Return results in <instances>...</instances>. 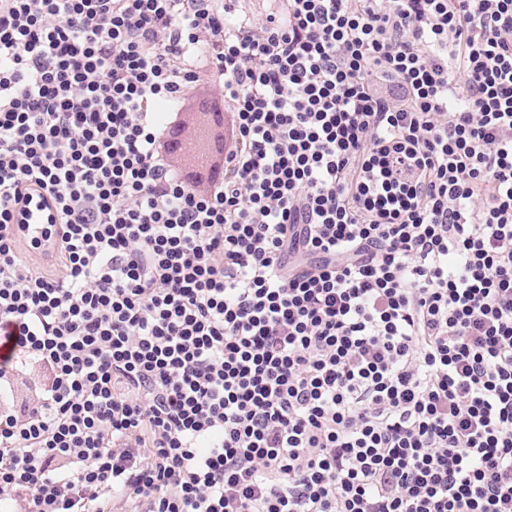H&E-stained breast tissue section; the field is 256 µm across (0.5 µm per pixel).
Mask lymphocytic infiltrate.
I'll return each instance as SVG.
<instances>
[{"label": "lymphocytic infiltrate", "mask_w": 512, "mask_h": 512, "mask_svg": "<svg viewBox=\"0 0 512 512\" xmlns=\"http://www.w3.org/2000/svg\"><path fill=\"white\" fill-rule=\"evenodd\" d=\"M0 0L9 512H512V0Z\"/></svg>", "instance_id": "lymphocytic-infiltrate-1"}]
</instances>
